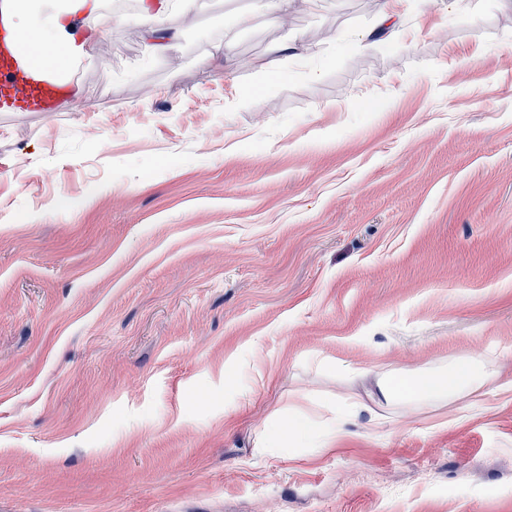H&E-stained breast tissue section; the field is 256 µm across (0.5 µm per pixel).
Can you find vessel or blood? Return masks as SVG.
Returning a JSON list of instances; mask_svg holds the SVG:
<instances>
[{
	"instance_id": "obj_1",
	"label": "vessel or blood",
	"mask_w": 512,
	"mask_h": 512,
	"mask_svg": "<svg viewBox=\"0 0 512 512\" xmlns=\"http://www.w3.org/2000/svg\"><path fill=\"white\" fill-rule=\"evenodd\" d=\"M13 0H0V112H61L82 95L74 77H61L33 67L31 49L13 35L9 19Z\"/></svg>"
}]
</instances>
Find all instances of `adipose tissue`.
I'll list each match as a JSON object with an SVG mask.
<instances>
[{
	"instance_id": "obj_1",
	"label": "adipose tissue",
	"mask_w": 512,
	"mask_h": 512,
	"mask_svg": "<svg viewBox=\"0 0 512 512\" xmlns=\"http://www.w3.org/2000/svg\"><path fill=\"white\" fill-rule=\"evenodd\" d=\"M100 0H18L11 16V27L29 44L37 62L67 69L69 64L83 56L85 43L95 42L112 30L111 16L102 14ZM95 17L88 29L85 43H77L74 22L77 17ZM489 374L481 361L464 360L442 371L426 370L411 376L406 383L388 371L377 374L374 398L382 412L380 424H387L388 409L404 401L434 403L480 392L488 383ZM345 415L318 422L308 413L290 409L288 414L273 420L262 447L285 450L310 445L316 448L332 447L344 432Z\"/></svg>"
}]
</instances>
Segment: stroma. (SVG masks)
<instances>
[{
	"mask_svg": "<svg viewBox=\"0 0 512 512\" xmlns=\"http://www.w3.org/2000/svg\"><path fill=\"white\" fill-rule=\"evenodd\" d=\"M168 3L0 114V512H512V393L258 445L365 398L313 352L512 380V0ZM159 7L154 8L142 0V20L141 23L147 27V34L155 42L152 43L153 49L161 54L166 53L172 49L175 41L177 40V34H167L168 29L164 25L165 13H166V2L165 0H159ZM363 408L366 407L361 402H355L346 408L336 406V418L324 422L313 420L304 411L289 409L288 414L272 421L260 447L285 450L313 445L315 448H330L344 432L347 417L342 415L343 411H358Z\"/></svg>",
	"mask_w": 512,
	"mask_h": 512,
	"instance_id": "35a3bbf8",
	"label": "stroma"
}]
</instances>
